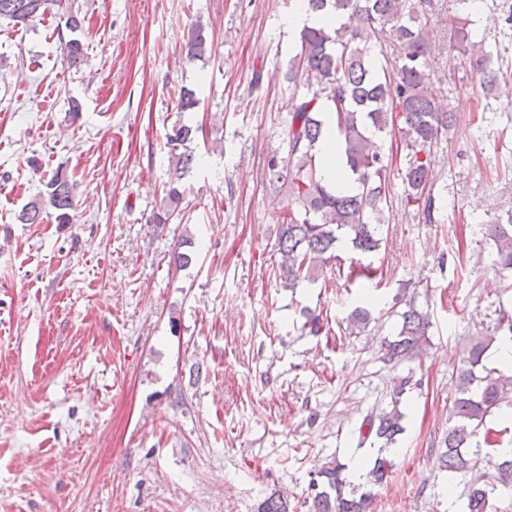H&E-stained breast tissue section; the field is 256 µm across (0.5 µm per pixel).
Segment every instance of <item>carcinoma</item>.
I'll return each mask as SVG.
<instances>
[{"mask_svg":"<svg viewBox=\"0 0 512 512\" xmlns=\"http://www.w3.org/2000/svg\"><path fill=\"white\" fill-rule=\"evenodd\" d=\"M314 13L336 19L330 26L305 27L301 50L288 69V79L301 77L307 93L294 99L289 113L285 153L270 154L264 164L270 187L282 192L288 204L274 245L279 255L275 277L290 291L302 283H315L336 270L338 278L373 280L371 265L350 260L341 268L340 252L358 255L382 248V224L393 208L390 172L384 152L385 137L396 131L408 150L403 174L405 204L417 207L425 222L433 224L435 198L429 186L431 155L451 127L452 114L441 109V88L433 81L435 53L422 19L443 10L442 0H307ZM62 0H0V21L24 23L45 14ZM450 40L461 63L482 76L486 94L498 79L493 51L472 40L470 21L458 19ZM184 51L193 58L205 52L204 27L187 33ZM335 127L347 190L323 182L316 145L329 127ZM196 129L178 123L166 134L175 167L162 205L154 213L156 224H169L178 214L181 192L177 183L195 161L189 144ZM48 203L58 211L59 223L70 221L74 186L62 171L46 181ZM43 202L33 201L20 213L23 224L39 223ZM494 242L496 266L512 274V208L495 214L484 225ZM379 298L370 297L346 317L348 335L365 332L376 321L373 309ZM389 312L399 317L395 334L383 338L378 360L396 368L419 358L428 342L431 312L414 298L397 294ZM494 333L474 338L457 366L455 395L448 405V430L436 456L439 470L451 478H470L465 512H507L493 494L497 486L512 487V456L500 452L504 430L487 425L496 413L512 408V376L486 366L488 351L498 336L512 339V311H495ZM302 330L322 332L320 314L303 309ZM422 382L413 371L397 380L387 407L364 416L359 444L379 445V453L360 480L349 479L344 464L331 461L310 479L309 512H372L373 489L383 484L393 462L387 451L405 432L403 396ZM256 512H296L282 493L264 497Z\"/></svg>","mask_w":512,"mask_h":512,"instance_id":"carcinoma-1","label":"carcinoma"}]
</instances>
